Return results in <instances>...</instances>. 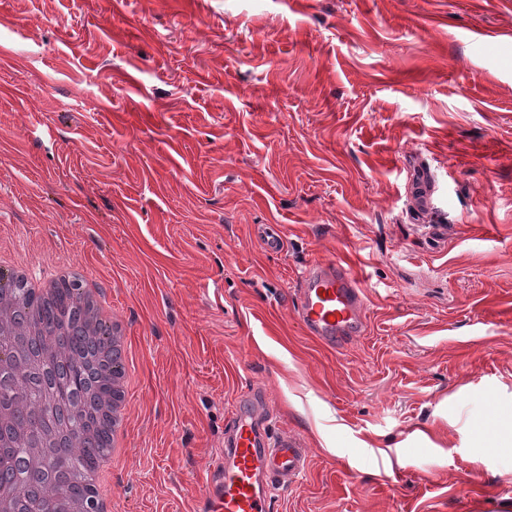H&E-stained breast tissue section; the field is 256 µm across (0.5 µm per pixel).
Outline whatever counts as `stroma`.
<instances>
[{
    "mask_svg": "<svg viewBox=\"0 0 512 512\" xmlns=\"http://www.w3.org/2000/svg\"><path fill=\"white\" fill-rule=\"evenodd\" d=\"M0 245L128 324L119 512H196L254 386L308 448L273 512H512V0H0ZM365 294L358 278L340 261H314L298 288V317L306 332L336 348L361 336Z\"/></svg>",
    "mask_w": 512,
    "mask_h": 512,
    "instance_id": "35a3bbf8",
    "label": "stroma"
}]
</instances>
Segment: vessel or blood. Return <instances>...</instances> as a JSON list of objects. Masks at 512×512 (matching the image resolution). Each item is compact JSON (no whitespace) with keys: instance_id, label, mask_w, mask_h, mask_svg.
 Returning a JSON list of instances; mask_svg holds the SVG:
<instances>
[{"instance_id":"b4317fda","label":"vessel or blood","mask_w":512,"mask_h":512,"mask_svg":"<svg viewBox=\"0 0 512 512\" xmlns=\"http://www.w3.org/2000/svg\"><path fill=\"white\" fill-rule=\"evenodd\" d=\"M365 294L358 278L341 262L315 261L300 278L298 317L306 332L328 347L363 334ZM268 396H243L231 420L224 451L204 468L200 512H272L276 490L306 470L308 452L293 433H272L262 408Z\"/></svg>"}]
</instances>
